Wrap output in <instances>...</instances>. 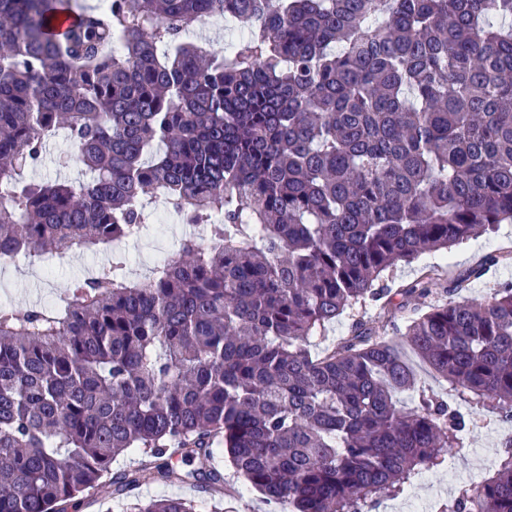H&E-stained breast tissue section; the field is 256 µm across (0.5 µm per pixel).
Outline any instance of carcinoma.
Masks as SVG:
<instances>
[{
    "label": "carcinoma",
    "mask_w": 512,
    "mask_h": 512,
    "mask_svg": "<svg viewBox=\"0 0 512 512\" xmlns=\"http://www.w3.org/2000/svg\"><path fill=\"white\" fill-rule=\"evenodd\" d=\"M73 4L0 0V261L108 251L156 198L206 239L143 281L114 254L58 306L0 305V512L149 483L197 484L222 512L224 474L174 462L218 449L277 512H374L477 416L512 422V282L451 298L512 252L384 286L512 220V0ZM227 11L249 28L230 51L183 41ZM61 131V165L88 179L29 178ZM369 302L413 315L312 351ZM403 346L469 409L421 386ZM500 448L440 512H512V436ZM362 310L360 307L353 311H346L336 318V321L329 324L325 330V336H315L312 341L315 348L321 349L325 344L344 338L350 334V326L354 319L361 318Z\"/></svg>",
    "instance_id": "cac0c4a2"
}]
</instances>
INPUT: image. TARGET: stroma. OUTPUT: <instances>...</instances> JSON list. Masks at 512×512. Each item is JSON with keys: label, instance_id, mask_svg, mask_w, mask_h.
<instances>
[{"label": "stroma", "instance_id": "obj_1", "mask_svg": "<svg viewBox=\"0 0 512 512\" xmlns=\"http://www.w3.org/2000/svg\"><path fill=\"white\" fill-rule=\"evenodd\" d=\"M68 150L69 145L64 136L51 139L41 160L31 168L30 178L36 181L79 178V170L65 169L58 164L60 156ZM503 250L512 251V223L508 221L500 224L494 232L452 247L448 253H427L412 263L399 266L390 274L388 283L394 286L411 282L425 265L441 266L453 276L466 270L485 254ZM98 259V253L80 252L68 260L50 265H32L26 260H17L15 264L0 269V304L25 308L38 304L40 295L44 293L56 298L62 297L70 281L83 277L85 270ZM360 317L366 318L380 336L395 335L398 329L404 328L407 321V315L403 312L390 317L373 307L365 311H348L329 324L324 335L314 337L315 347L320 348L328 342L348 336L352 322ZM506 430V424H487L480 420L470 426L462 448L451 456L461 480L471 477L479 479L492 473L498 461L499 438ZM206 463L221 469L224 485L231 491L230 496L224 499L226 512H273L272 506L267 504L261 493L246 486L223 453H216ZM456 492V486L448 483L445 471L426 472L415 480L403 496L386 501L379 512H406L405 505L410 500L427 502L428 512H438V504L448 501ZM162 495L193 501L198 512H211L212 503L208 494L190 485L171 487L150 484L132 491L130 499L146 500ZM130 499L84 500L70 507L69 512H126Z\"/></svg>", "mask_w": 512, "mask_h": 512}]
</instances>
